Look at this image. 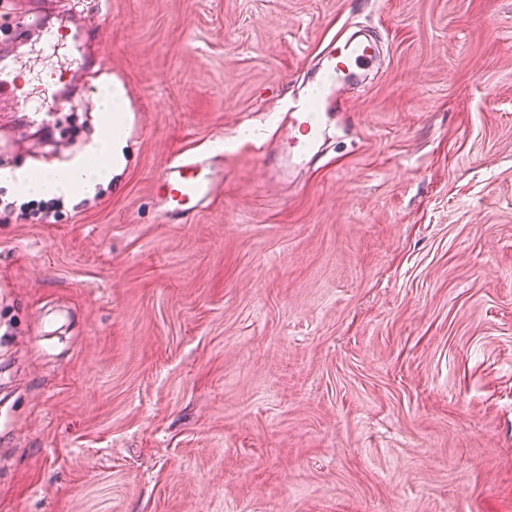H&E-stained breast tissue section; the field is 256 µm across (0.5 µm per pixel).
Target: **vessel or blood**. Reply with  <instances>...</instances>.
Instances as JSON below:
<instances>
[{
  "label": "vessel or blood",
  "instance_id": "vessel-or-blood-1",
  "mask_svg": "<svg viewBox=\"0 0 512 512\" xmlns=\"http://www.w3.org/2000/svg\"><path fill=\"white\" fill-rule=\"evenodd\" d=\"M378 45L349 29H339L322 49L317 75L305 98L287 109L281 123L287 136L281 150L284 169L306 164L321 150L325 130L334 118L342 94L361 84L378 61ZM224 170L215 156L192 155L166 162L160 169L157 204L163 221L187 210L200 209L221 187Z\"/></svg>",
  "mask_w": 512,
  "mask_h": 512
}]
</instances>
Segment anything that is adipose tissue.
<instances>
[{
    "label": "adipose tissue",
    "instance_id": "1",
    "mask_svg": "<svg viewBox=\"0 0 512 512\" xmlns=\"http://www.w3.org/2000/svg\"><path fill=\"white\" fill-rule=\"evenodd\" d=\"M101 107V134L90 147L87 159L75 161L47 181L32 180L29 174L21 170L0 174V179L16 185L24 194L34 192L70 196L93 191L99 182L108 177L113 156L122 153L124 148L123 141L112 135V123L118 109L114 107L111 96H103Z\"/></svg>",
    "mask_w": 512,
    "mask_h": 512
}]
</instances>
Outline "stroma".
I'll use <instances>...</instances> for the list:
<instances>
[{
  "label": "stroma",
  "mask_w": 512,
  "mask_h": 512,
  "mask_svg": "<svg viewBox=\"0 0 512 512\" xmlns=\"http://www.w3.org/2000/svg\"><path fill=\"white\" fill-rule=\"evenodd\" d=\"M125 162L51 224L0 214V512H512V0H58ZM380 41L311 164L276 102L341 26ZM99 32L98 44L85 38ZM0 108L10 168L85 144ZM222 153L166 223L169 159Z\"/></svg>",
  "instance_id": "35a3bbf8"
}]
</instances>
